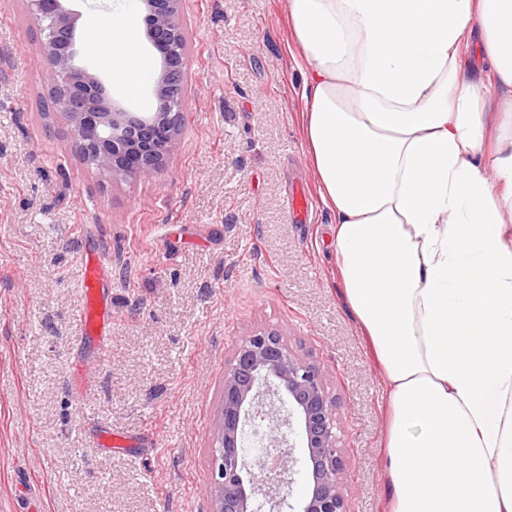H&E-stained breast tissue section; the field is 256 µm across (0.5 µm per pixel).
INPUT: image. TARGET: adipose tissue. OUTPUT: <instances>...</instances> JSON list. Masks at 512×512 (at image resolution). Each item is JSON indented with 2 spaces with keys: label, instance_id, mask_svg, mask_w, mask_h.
Segmentation results:
<instances>
[{
  "label": "adipose tissue",
  "instance_id": "ef3b65f1",
  "mask_svg": "<svg viewBox=\"0 0 512 512\" xmlns=\"http://www.w3.org/2000/svg\"><path fill=\"white\" fill-rule=\"evenodd\" d=\"M343 297L386 382L389 512H512V0H287ZM91 46L137 95L130 12ZM481 43L489 68L467 53Z\"/></svg>",
  "mask_w": 512,
  "mask_h": 512
}]
</instances>
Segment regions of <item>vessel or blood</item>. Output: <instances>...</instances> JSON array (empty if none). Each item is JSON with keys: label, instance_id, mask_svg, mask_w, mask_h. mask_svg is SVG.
Returning <instances> with one entry per match:
<instances>
[{"label": "vessel or blood", "instance_id": "b4317fda", "mask_svg": "<svg viewBox=\"0 0 512 512\" xmlns=\"http://www.w3.org/2000/svg\"><path fill=\"white\" fill-rule=\"evenodd\" d=\"M84 305L76 314L83 338L105 341L112 324V302L106 294L108 268L96 255H80Z\"/></svg>", "mask_w": 512, "mask_h": 512}]
</instances>
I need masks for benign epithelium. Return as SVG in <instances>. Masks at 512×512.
Segmentation results:
<instances>
[{
	"mask_svg": "<svg viewBox=\"0 0 512 512\" xmlns=\"http://www.w3.org/2000/svg\"><path fill=\"white\" fill-rule=\"evenodd\" d=\"M39 26L41 58L56 111L89 167L112 178L147 177L180 135L187 45L182 0H137L147 41L159 55L151 75L153 106L128 112L106 95L103 77L83 62L80 14L70 0H25ZM266 423L264 446L276 451L274 478L255 477L244 448L246 428ZM299 428L308 450L312 488L296 505L281 487L294 467L287 434ZM340 423L318 366L288 346L276 330L251 331L224 370V392L213 454L212 512H346Z\"/></svg>",
	"mask_w": 512,
	"mask_h": 512,
	"instance_id": "7a95c632",
	"label": "benign epithelium"
}]
</instances>
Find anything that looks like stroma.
I'll return each instance as SVG.
<instances>
[{
	"label": "stroma",
	"instance_id": "obj_1",
	"mask_svg": "<svg viewBox=\"0 0 512 512\" xmlns=\"http://www.w3.org/2000/svg\"><path fill=\"white\" fill-rule=\"evenodd\" d=\"M182 18V131L152 177L111 179L68 145L24 0H0V512H211L224 370L262 329L336 399L347 512H386L384 376L341 294L287 0H183ZM84 251L112 271L105 359L74 322ZM100 427L135 448L104 453Z\"/></svg>",
	"mask_w": 512,
	"mask_h": 512
}]
</instances>
